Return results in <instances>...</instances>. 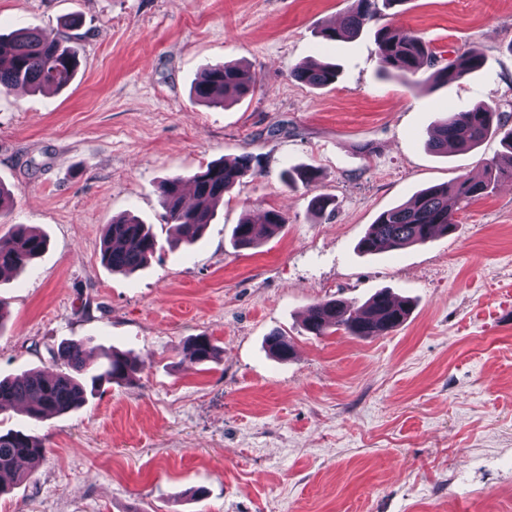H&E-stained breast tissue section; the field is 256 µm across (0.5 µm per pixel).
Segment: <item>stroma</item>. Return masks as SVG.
<instances>
[{"label": "stroma", "instance_id": "obj_1", "mask_svg": "<svg viewBox=\"0 0 512 512\" xmlns=\"http://www.w3.org/2000/svg\"><path fill=\"white\" fill-rule=\"evenodd\" d=\"M350 0H0V31L60 38L78 20L80 66L61 91L0 93V236L26 224L48 240L31 270L0 277V376L55 370L67 340L93 362L141 366L81 407L41 422L0 412L47 448L0 512H512V179L456 216L455 231L378 255L358 243L419 191L482 175L500 136L432 153L445 113L480 103L512 116V0H403L382 23L420 35L438 65L470 44L484 67L417 88L382 76L373 29L324 41ZM336 63L314 88L295 67ZM249 69L254 93L194 102L203 71ZM249 153L263 167L216 207L201 239L169 249L157 186ZM311 165L316 185L283 171ZM333 212L315 216V196ZM287 214L280 233L237 249L242 219ZM150 224L159 249L125 275L101 259L106 224ZM386 289L407 322L358 339L302 328L316 302L362 305ZM294 354L274 359L270 332ZM211 336L220 360L182 348Z\"/></svg>", "mask_w": 512, "mask_h": 512}]
</instances>
